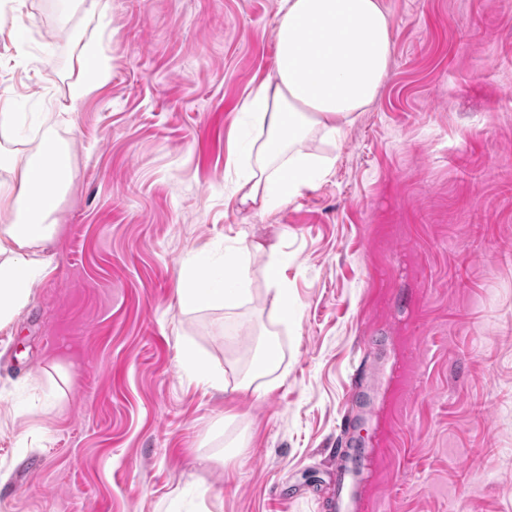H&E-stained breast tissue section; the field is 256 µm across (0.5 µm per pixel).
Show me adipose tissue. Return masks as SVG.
<instances>
[{
	"label": "adipose tissue",
	"mask_w": 512,
	"mask_h": 512,
	"mask_svg": "<svg viewBox=\"0 0 512 512\" xmlns=\"http://www.w3.org/2000/svg\"><path fill=\"white\" fill-rule=\"evenodd\" d=\"M272 75L248 96L242 109L262 137L242 151L235 189L241 205L265 212L310 188L335 163L302 150L311 132L340 141L377 98L390 66L392 22L381 0H279ZM73 152L45 134L23 165L0 152V327L30 301L45 275L34 248L51 243L62 191L73 178ZM249 247L232 257V273H204L202 266L176 290L181 308L194 310L215 299L234 302L248 293Z\"/></svg>",
	"instance_id": "1"
}]
</instances>
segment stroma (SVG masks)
<instances>
[{
    "instance_id": "1",
    "label": "stroma",
    "mask_w": 512,
    "mask_h": 512,
    "mask_svg": "<svg viewBox=\"0 0 512 512\" xmlns=\"http://www.w3.org/2000/svg\"><path fill=\"white\" fill-rule=\"evenodd\" d=\"M382 4L377 99L306 142L334 167L264 213L233 156L279 0L65 22L59 0H0V113L25 124L0 149L25 161L51 127L74 151L49 273L0 329V512H337L342 446L375 464L363 512H512V0ZM91 44L109 78L75 105ZM244 242L265 250L249 295L180 309L188 259ZM270 342L259 396L241 383Z\"/></svg>"
}]
</instances>
